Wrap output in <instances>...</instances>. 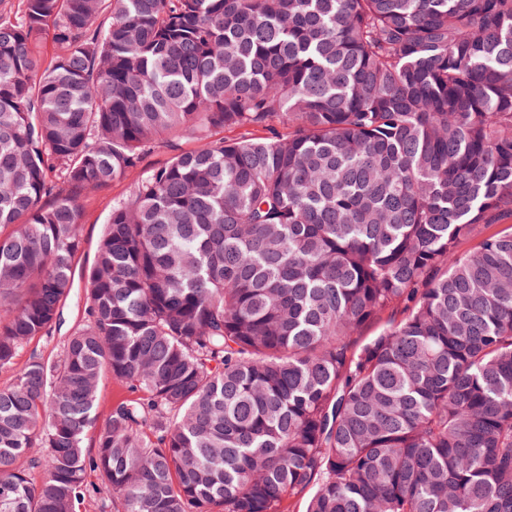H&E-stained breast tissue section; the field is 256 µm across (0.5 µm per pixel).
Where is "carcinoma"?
Listing matches in <instances>:
<instances>
[{"label": "carcinoma", "instance_id": "1", "mask_svg": "<svg viewBox=\"0 0 512 512\" xmlns=\"http://www.w3.org/2000/svg\"><path fill=\"white\" fill-rule=\"evenodd\" d=\"M168 134L0 388V512H512V0L0 8V371ZM166 141L155 152L146 155L139 169L130 173L126 179L112 184L108 189L91 191L81 199L84 214L80 229L81 246L74 264L73 292L63 303L60 318L51 333L32 337L18 353L13 370L0 372V387L8 386L13 371L33 358H41L49 363L57 360L68 337L85 323V274L95 260L105 231V222L112 211V202L125 197L143 171L166 163L174 150H188L195 146L194 141L183 137H169ZM133 393L128 392L121 384L114 381L109 374L102 376L98 391V412L99 422L102 423L109 413L112 403L121 397H132Z\"/></svg>", "mask_w": 512, "mask_h": 512}]
</instances>
